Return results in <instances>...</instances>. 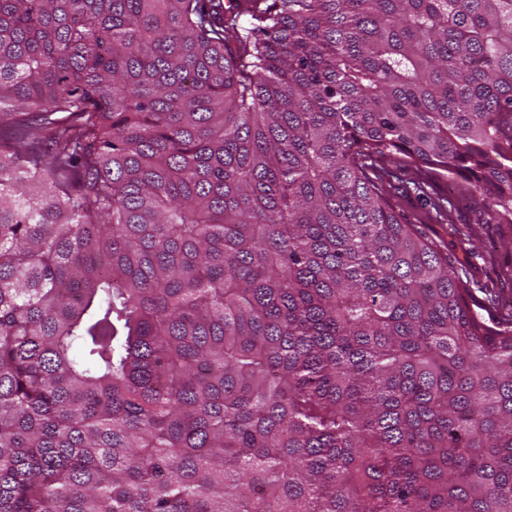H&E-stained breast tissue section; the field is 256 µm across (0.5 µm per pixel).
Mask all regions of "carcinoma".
Wrapping results in <instances>:
<instances>
[{
  "label": "carcinoma",
  "instance_id": "obj_1",
  "mask_svg": "<svg viewBox=\"0 0 512 512\" xmlns=\"http://www.w3.org/2000/svg\"><path fill=\"white\" fill-rule=\"evenodd\" d=\"M0 512H512V318L392 164L512 224V0H0Z\"/></svg>",
  "mask_w": 512,
  "mask_h": 512
}]
</instances>
